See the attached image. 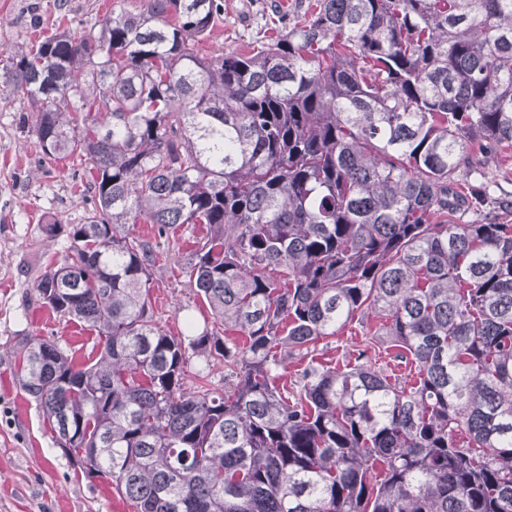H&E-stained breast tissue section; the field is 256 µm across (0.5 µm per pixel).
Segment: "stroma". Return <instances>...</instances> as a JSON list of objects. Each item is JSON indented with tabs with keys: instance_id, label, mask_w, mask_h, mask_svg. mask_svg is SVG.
Wrapping results in <instances>:
<instances>
[{
	"instance_id": "35a3bbf8",
	"label": "stroma",
	"mask_w": 512,
	"mask_h": 512,
	"mask_svg": "<svg viewBox=\"0 0 512 512\" xmlns=\"http://www.w3.org/2000/svg\"><path fill=\"white\" fill-rule=\"evenodd\" d=\"M315 0H224V16L199 50L252 51L277 30L302 18ZM137 0H0V52L30 48L63 30L97 31V20L111 10L134 9ZM35 106L0 76V512H135L102 477L75 470L56 445L34 400L18 381L12 347L25 336H49L73 353L76 362L95 357L94 331L60 318L41 304L33 288L48 262L67 245L73 225L88 208L73 176L89 170L86 157L72 155L46 164L36 144ZM132 234L150 241L158 258L151 267L150 305L161 329L182 335L186 320L196 330L210 322L205 304L190 288L185 269L206 224L180 226L169 239L153 225H130ZM375 319L349 324L339 335L319 341L316 361L339 365L365 352L385 365L384 347L368 340Z\"/></svg>"
}]
</instances>
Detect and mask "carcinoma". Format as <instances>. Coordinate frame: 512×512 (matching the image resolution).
Masks as SVG:
<instances>
[{
  "instance_id": "cac0c4a2",
  "label": "carcinoma",
  "mask_w": 512,
  "mask_h": 512,
  "mask_svg": "<svg viewBox=\"0 0 512 512\" xmlns=\"http://www.w3.org/2000/svg\"><path fill=\"white\" fill-rule=\"evenodd\" d=\"M224 0H139L0 68L39 105L44 158L94 173L36 282L103 349L16 344L19 383L84 474L136 512H512V214L479 157L512 149V0H317L250 55L199 54ZM187 266L211 327L165 334L145 240ZM415 370L288 360L354 320ZM246 337L242 346L224 334ZM232 388L185 383L189 355Z\"/></svg>"
}]
</instances>
